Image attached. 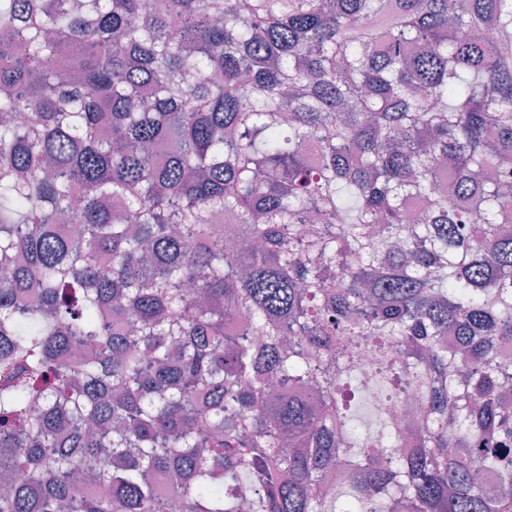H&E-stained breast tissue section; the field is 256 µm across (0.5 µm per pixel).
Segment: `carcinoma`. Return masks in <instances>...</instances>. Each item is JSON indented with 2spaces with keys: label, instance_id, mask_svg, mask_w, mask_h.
Here are the masks:
<instances>
[{
  "label": "carcinoma",
  "instance_id": "carcinoma-1",
  "mask_svg": "<svg viewBox=\"0 0 512 512\" xmlns=\"http://www.w3.org/2000/svg\"><path fill=\"white\" fill-rule=\"evenodd\" d=\"M506 216L512 0H0V512H512Z\"/></svg>",
  "mask_w": 512,
  "mask_h": 512
}]
</instances>
